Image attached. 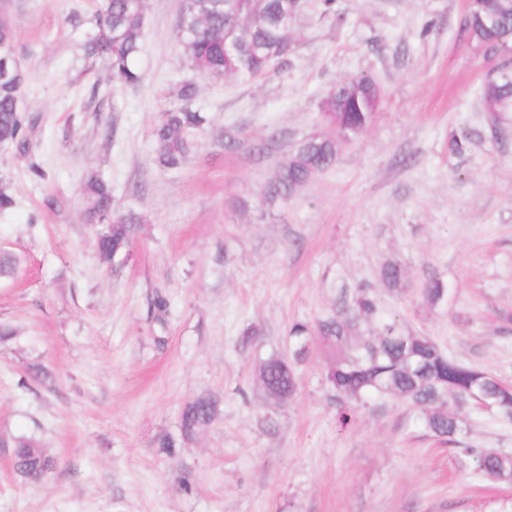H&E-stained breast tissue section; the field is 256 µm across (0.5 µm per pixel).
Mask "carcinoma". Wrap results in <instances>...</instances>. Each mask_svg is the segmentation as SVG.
Returning a JSON list of instances; mask_svg holds the SVG:
<instances>
[{
    "label": "carcinoma",
    "mask_w": 512,
    "mask_h": 512,
    "mask_svg": "<svg viewBox=\"0 0 512 512\" xmlns=\"http://www.w3.org/2000/svg\"><path fill=\"white\" fill-rule=\"evenodd\" d=\"M486 6L501 14L502 23L485 28L475 16L464 21L466 30L479 42L496 46L512 39V0H486ZM293 8L290 0H182L177 27L193 71L202 78L234 77L251 81L268 75L288 50L293 33L278 24V18ZM144 0H103L95 28L86 39L85 56L109 63L112 77L126 85L141 79L135 59L141 51ZM16 36L5 14H0V53L15 51ZM27 74L20 72L0 83V147L29 148L28 122L21 106V91ZM198 86L186 80L180 86V104L162 112L154 130V162L167 170L182 166L189 153V135L202 128L207 118L193 107ZM380 87L367 76L345 77L336 83L322 103V112L334 114L329 132L304 138L278 163L274 178L261 188L258 198L266 205L286 204L296 191L327 171L336 162L342 144L365 132L375 121ZM512 101V82L487 84L483 92L485 111L496 116L499 104ZM92 200L88 219L107 225L97 240L101 259L109 262L124 249L138 219L133 214L116 215L112 194L97 177L85 183ZM382 281L392 289L402 287L404 270L395 263L381 269ZM444 282L432 276L421 286L430 305L443 302ZM289 335L299 348V358L311 339L329 354L326 379L340 401L365 406L378 399L398 398L416 411L417 423L431 436L458 443L460 431L457 399L480 392L500 402L499 413L512 416V393L499 390L500 381L484 371L445 354L427 336L404 329L380 313L377 298L359 288L351 301L336 308L313 330L294 324ZM259 382L266 395L286 401L296 390L297 377L290 362L278 355L259 368ZM218 406L201 395L185 403L179 414L181 436L193 438L214 421ZM13 471L25 482H39L54 470L53 460L33 438L12 440ZM478 458L481 472L490 479L512 481V456L491 449L463 448Z\"/></svg>",
    "instance_id": "obj_1"
}]
</instances>
